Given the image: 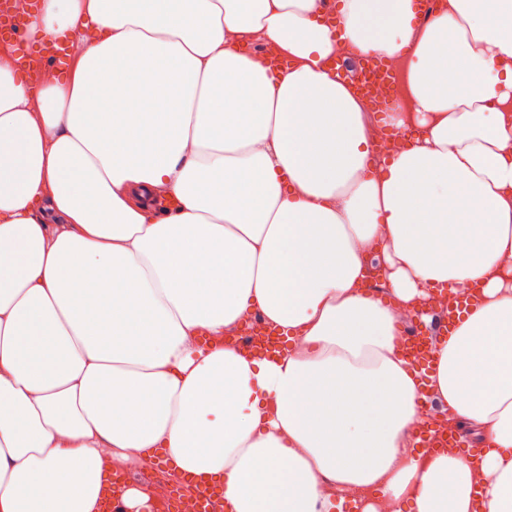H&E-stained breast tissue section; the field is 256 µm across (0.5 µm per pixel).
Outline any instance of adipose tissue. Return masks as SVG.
I'll return each mask as SVG.
<instances>
[{"instance_id": "ef3b65f1", "label": "adipose tissue", "mask_w": 512, "mask_h": 512, "mask_svg": "<svg viewBox=\"0 0 512 512\" xmlns=\"http://www.w3.org/2000/svg\"><path fill=\"white\" fill-rule=\"evenodd\" d=\"M19 35L68 52L0 41V512H112L158 455L224 512H512V0H41ZM343 54L397 63L381 119ZM461 282L420 378L403 313ZM255 314L276 359L199 340ZM424 396L477 457L418 452ZM407 136L408 135L405 132H397L395 134H388L385 132L378 133L373 145L374 158L377 161V164L384 157L391 155L399 149L404 144Z\"/></svg>"}]
</instances>
